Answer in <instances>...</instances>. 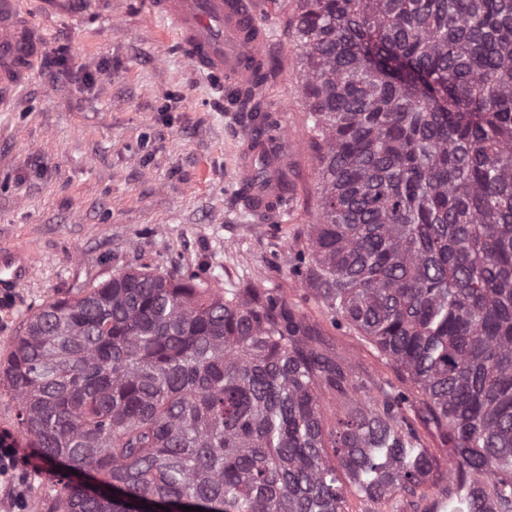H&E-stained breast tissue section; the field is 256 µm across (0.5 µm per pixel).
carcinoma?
I'll return each instance as SVG.
<instances>
[{
  "mask_svg": "<svg viewBox=\"0 0 512 512\" xmlns=\"http://www.w3.org/2000/svg\"><path fill=\"white\" fill-rule=\"evenodd\" d=\"M288 36L320 187L291 274L418 388L466 512H512V0H295ZM266 80L224 89L263 145L242 196L277 154ZM316 336L262 288L143 266L39 305L0 381L61 470L50 512H345L338 465L414 492L440 463L409 395L355 398Z\"/></svg>",
  "mask_w": 512,
  "mask_h": 512,
  "instance_id": "carcinoma-1",
  "label": "carcinoma"
}]
</instances>
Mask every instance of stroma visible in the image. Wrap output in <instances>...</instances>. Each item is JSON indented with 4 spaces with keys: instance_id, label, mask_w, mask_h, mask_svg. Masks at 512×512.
Here are the masks:
<instances>
[{
    "instance_id": "obj_1",
    "label": "stroma",
    "mask_w": 512,
    "mask_h": 512,
    "mask_svg": "<svg viewBox=\"0 0 512 512\" xmlns=\"http://www.w3.org/2000/svg\"><path fill=\"white\" fill-rule=\"evenodd\" d=\"M40 26L43 61L59 46L66 60L41 65L0 111V247L35 256L17 306H0V361L37 305L90 280L152 264L216 278L221 288L251 285L282 295L319 333L321 346L351 367L369 397L411 391L366 338L318 302L290 273L318 203L317 159L306 122L300 51L288 39L293 0H258L272 33L264 111L279 113L278 142L289 147L286 210L254 213L240 201L238 154L247 141L239 113L196 75L145 0H21ZM25 466L27 512H49L57 477L35 449ZM346 512H428L445 499L462 512L447 477L381 501L342 481Z\"/></svg>"
}]
</instances>
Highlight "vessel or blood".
Masks as SVG:
<instances>
[{"label": "vessel or blood", "mask_w": 512, "mask_h": 512, "mask_svg": "<svg viewBox=\"0 0 512 512\" xmlns=\"http://www.w3.org/2000/svg\"><path fill=\"white\" fill-rule=\"evenodd\" d=\"M150 16L165 20L190 66L214 80L247 90L255 66L267 54L268 31L255 18L252 0H148ZM44 36L21 13L20 0H0V109L34 70ZM34 264L31 252L0 251V302L20 300Z\"/></svg>", "instance_id": "obj_1"}]
</instances>
